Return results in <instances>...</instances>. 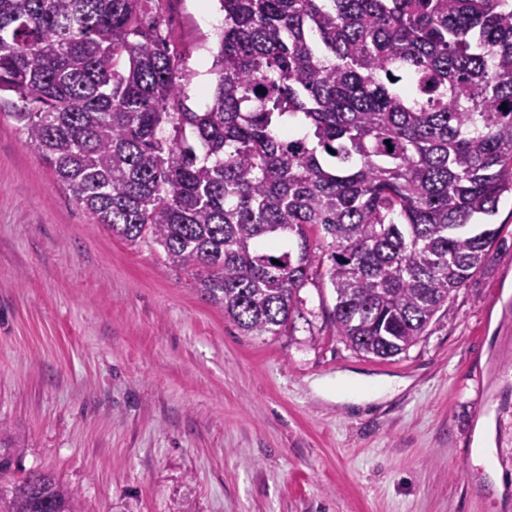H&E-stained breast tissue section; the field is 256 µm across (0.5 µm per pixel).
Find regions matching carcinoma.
I'll use <instances>...</instances> for the list:
<instances>
[{
  "mask_svg": "<svg viewBox=\"0 0 512 512\" xmlns=\"http://www.w3.org/2000/svg\"><path fill=\"white\" fill-rule=\"evenodd\" d=\"M147 3L0 0V93L26 141L244 334L287 328L314 231L336 336L406 352L499 237L512 0H219L202 112ZM15 471L0 452V512H80L52 476Z\"/></svg>",
  "mask_w": 512,
  "mask_h": 512,
  "instance_id": "carcinoma-1",
  "label": "carcinoma"
}]
</instances>
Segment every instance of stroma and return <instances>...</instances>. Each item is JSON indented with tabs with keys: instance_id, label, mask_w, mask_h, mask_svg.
Returning <instances> with one entry per match:
<instances>
[{
	"instance_id": "35a3bbf8",
	"label": "stroma",
	"mask_w": 512,
	"mask_h": 512,
	"mask_svg": "<svg viewBox=\"0 0 512 512\" xmlns=\"http://www.w3.org/2000/svg\"><path fill=\"white\" fill-rule=\"evenodd\" d=\"M148 8L204 111L218 0ZM491 222L504 246L406 353L334 334L319 264L287 330L247 336L162 248L97 224L2 113L0 447L86 512H512L511 193ZM345 375L394 390L340 402Z\"/></svg>"
}]
</instances>
